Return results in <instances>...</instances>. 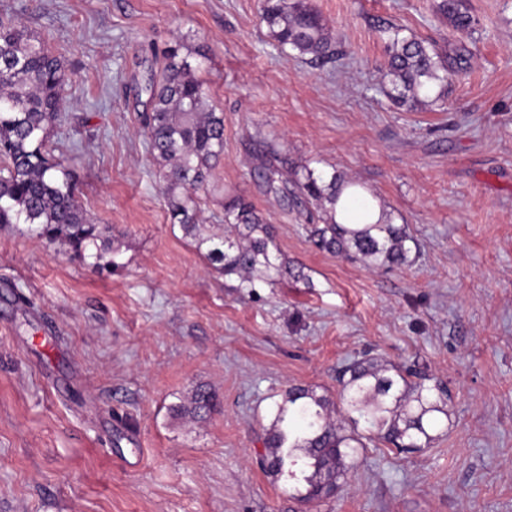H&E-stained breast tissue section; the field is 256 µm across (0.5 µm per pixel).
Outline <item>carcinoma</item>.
Segmentation results:
<instances>
[{
  "instance_id": "cac0c4a2",
  "label": "carcinoma",
  "mask_w": 512,
  "mask_h": 512,
  "mask_svg": "<svg viewBox=\"0 0 512 512\" xmlns=\"http://www.w3.org/2000/svg\"><path fill=\"white\" fill-rule=\"evenodd\" d=\"M437 13L459 33L474 31L478 21L465 0H439ZM262 19L279 50H291L317 61L339 55L322 16L308 0H265ZM390 77L389 98L410 111L442 101L448 84L468 72L466 49L449 53L390 25L383 30ZM71 75L61 60L25 27L0 21V227L24 225L21 232L60 242L95 265L116 271L118 248L106 228L93 223L80 205L73 178L48 148L50 132L62 125L64 91ZM143 112L147 149L163 168V195L171 223L205 248L210 266L239 279L241 288L262 282L274 286L285 277L310 283L303 266L290 267L276 255L272 225L264 222L252 203L238 196L224 204V230L201 234L196 192L207 189L224 154V115L204 111L208 89L195 74L181 47L163 57L161 78L145 86ZM266 191L303 206L310 224L309 242L318 250L368 267L402 266L408 262L410 241L405 226L392 222L340 224L336 202L343 193L360 195L362 185L339 172L317 174L270 153L258 172ZM427 375L393 364L355 359L339 376L341 419L330 416L332 401L302 386H292L276 404L271 431L269 472L288 469L302 475L305 502L323 501L338 488L349 469L347 460L359 448L381 441L395 448H421L434 440L432 429L448 416V391L426 384ZM213 395L199 389L191 406L173 407L203 419L216 408ZM364 423L365 432L358 431ZM313 469L307 473V469Z\"/></svg>"
}]
</instances>
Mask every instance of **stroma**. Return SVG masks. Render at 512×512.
<instances>
[{"label":"stroma","instance_id":"obj_1","mask_svg":"<svg viewBox=\"0 0 512 512\" xmlns=\"http://www.w3.org/2000/svg\"><path fill=\"white\" fill-rule=\"evenodd\" d=\"M310 0L342 55L278 50L263 0H0L72 75L53 130L111 273L0 227V512H512V0ZM472 53L443 101L395 107L381 30ZM203 56L224 155L200 195L205 233L242 196L308 282L255 291L171 224L138 97L163 53ZM362 183L406 225L400 267L315 250L305 211L266 193L270 149ZM413 365L448 388L423 448H366L336 494L299 501L264 440L289 387L337 397L351 360ZM204 419L179 416L196 388ZM437 13L448 21L453 30L459 33H471L478 21L469 12L464 0H440L437 5ZM190 404V407L184 405L173 406L172 410L176 413H188L195 418L204 419L209 416L217 406L213 395L205 389H198Z\"/></svg>","mask_w":512,"mask_h":512}]
</instances>
